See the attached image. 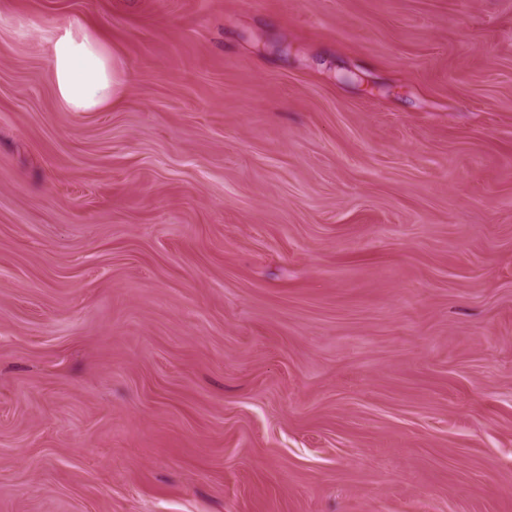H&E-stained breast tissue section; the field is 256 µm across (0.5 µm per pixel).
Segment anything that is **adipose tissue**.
<instances>
[{"instance_id":"1","label":"adipose tissue","mask_w":512,"mask_h":512,"mask_svg":"<svg viewBox=\"0 0 512 512\" xmlns=\"http://www.w3.org/2000/svg\"><path fill=\"white\" fill-rule=\"evenodd\" d=\"M50 75L66 112H94L111 106L121 91L110 53L82 22L57 30L49 44Z\"/></svg>"}]
</instances>
